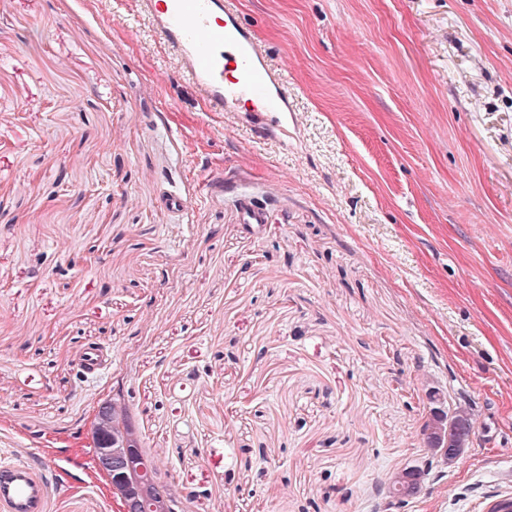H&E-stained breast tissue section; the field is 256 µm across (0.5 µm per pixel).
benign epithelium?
Returning <instances> with one entry per match:
<instances>
[{
	"instance_id": "obj_1",
	"label": "benign epithelium",
	"mask_w": 512,
	"mask_h": 512,
	"mask_svg": "<svg viewBox=\"0 0 512 512\" xmlns=\"http://www.w3.org/2000/svg\"><path fill=\"white\" fill-rule=\"evenodd\" d=\"M122 399L100 403L92 417L91 440L95 466L105 475L122 503V512H182V502L162 487L157 465L137 453L138 436L125 419ZM404 485L390 490L384 512H402L419 494V484L408 476Z\"/></svg>"
}]
</instances>
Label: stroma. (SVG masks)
Returning <instances> with one entry per match:
<instances>
[{
    "label": "stroma",
    "mask_w": 512,
    "mask_h": 512,
    "mask_svg": "<svg viewBox=\"0 0 512 512\" xmlns=\"http://www.w3.org/2000/svg\"><path fill=\"white\" fill-rule=\"evenodd\" d=\"M235 2L287 138L226 131L135 0H0V448L120 512L121 397L189 512H380L436 389L477 440L407 512H462L512 470V0Z\"/></svg>",
    "instance_id": "obj_1"
}]
</instances>
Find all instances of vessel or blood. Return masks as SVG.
Returning <instances> with one entry per match:
<instances>
[{"mask_svg":"<svg viewBox=\"0 0 512 512\" xmlns=\"http://www.w3.org/2000/svg\"><path fill=\"white\" fill-rule=\"evenodd\" d=\"M172 54L192 80L208 111L236 115L244 102L256 103L249 126L253 136L266 138L261 112H278L292 126L296 114L283 72L266 48L240 19L233 0H137ZM496 490L472 504L468 512H512V477L498 480ZM61 489L51 467L35 453L0 458V512H52Z\"/></svg>","mask_w":512,"mask_h":512,"instance_id":"vessel-or-blood-1","label":"vessel or blood"}]
</instances>
